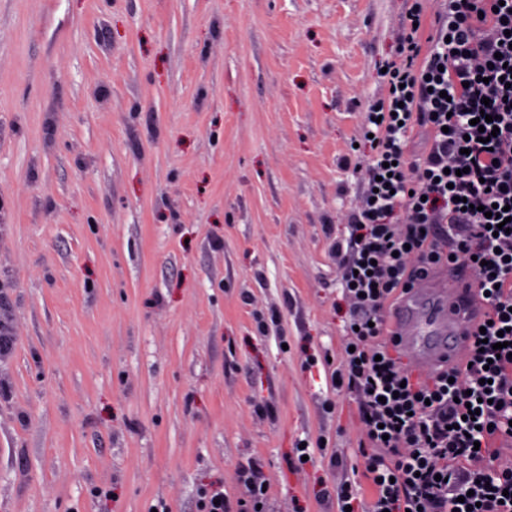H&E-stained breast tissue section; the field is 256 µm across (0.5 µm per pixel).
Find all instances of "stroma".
<instances>
[{
	"mask_svg": "<svg viewBox=\"0 0 512 512\" xmlns=\"http://www.w3.org/2000/svg\"><path fill=\"white\" fill-rule=\"evenodd\" d=\"M0 0V512H336L356 150L415 4ZM311 455L302 472L299 445ZM239 481L245 488V494L235 501L224 496L221 488L206 489L200 499V512H267L265 510V495L263 484H266L262 476L261 467L255 463L243 469L239 473ZM217 501V504H214ZM261 504L260 510L257 505Z\"/></svg>",
	"mask_w": 512,
	"mask_h": 512,
	"instance_id": "stroma-1",
	"label": "stroma"
}]
</instances>
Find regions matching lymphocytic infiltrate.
<instances>
[{"label": "lymphocytic infiltrate", "mask_w": 512, "mask_h": 512, "mask_svg": "<svg viewBox=\"0 0 512 512\" xmlns=\"http://www.w3.org/2000/svg\"><path fill=\"white\" fill-rule=\"evenodd\" d=\"M420 20L412 13L383 63L387 92L361 127L362 196L333 245L347 313L330 380L356 401L372 490L364 499L344 478L336 502L339 512H512V232L484 214L495 205L512 218V0H447L425 51ZM483 113L499 129L486 144L474 124ZM418 127L428 148L411 165ZM451 261L477 269L488 326L459 367L424 379L400 361L386 310L425 266ZM239 480L242 497L204 490L200 512H258L260 465Z\"/></svg>", "instance_id": "obj_1"}]
</instances>
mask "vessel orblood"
I'll return each mask as SVG.
<instances>
[{
  "label": "vessel or blood",
  "instance_id": "1",
  "mask_svg": "<svg viewBox=\"0 0 512 512\" xmlns=\"http://www.w3.org/2000/svg\"><path fill=\"white\" fill-rule=\"evenodd\" d=\"M473 271L428 273L391 311L394 339L415 364L456 367L485 308L473 293Z\"/></svg>",
  "mask_w": 512,
  "mask_h": 512
}]
</instances>
